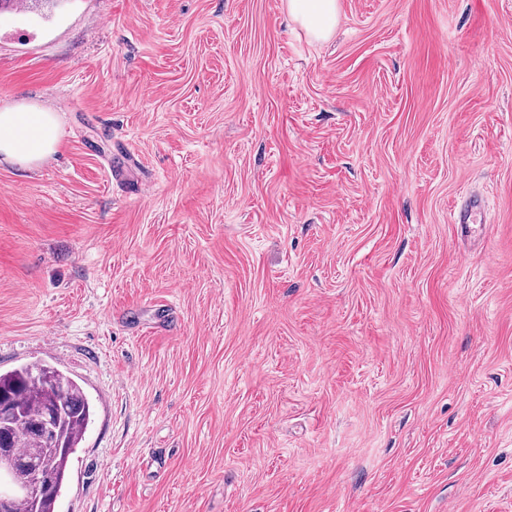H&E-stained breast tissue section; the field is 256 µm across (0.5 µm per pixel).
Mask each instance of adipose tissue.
Returning a JSON list of instances; mask_svg holds the SVG:
<instances>
[{
    "label": "adipose tissue",
    "mask_w": 512,
    "mask_h": 512,
    "mask_svg": "<svg viewBox=\"0 0 512 512\" xmlns=\"http://www.w3.org/2000/svg\"><path fill=\"white\" fill-rule=\"evenodd\" d=\"M288 18L317 41L328 39L338 21L337 0H284ZM60 124L55 113L25 103L0 107V160L24 168L43 163L57 148Z\"/></svg>",
    "instance_id": "obj_1"
}]
</instances>
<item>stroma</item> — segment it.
I'll return each mask as SVG.
<instances>
[{
	"instance_id": "stroma-1",
	"label": "stroma",
	"mask_w": 512,
	"mask_h": 512,
	"mask_svg": "<svg viewBox=\"0 0 512 512\" xmlns=\"http://www.w3.org/2000/svg\"><path fill=\"white\" fill-rule=\"evenodd\" d=\"M18 96L0 371L95 409L55 512H512V0H30ZM287 17L317 41L327 40L338 21L337 0H285ZM60 124L53 112L25 103L0 108V161L38 167L58 147ZM483 216L482 201L471 198L463 202L452 213V223L461 227L468 233L478 232L482 229L481 217ZM479 222V223H480Z\"/></svg>"
}]
</instances>
